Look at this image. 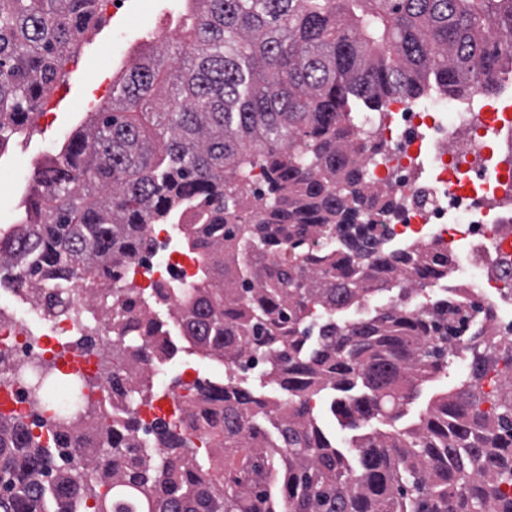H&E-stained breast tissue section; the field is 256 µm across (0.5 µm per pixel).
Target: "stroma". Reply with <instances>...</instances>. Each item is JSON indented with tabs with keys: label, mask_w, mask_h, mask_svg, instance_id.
<instances>
[{
	"label": "stroma",
	"mask_w": 512,
	"mask_h": 512,
	"mask_svg": "<svg viewBox=\"0 0 512 512\" xmlns=\"http://www.w3.org/2000/svg\"><path fill=\"white\" fill-rule=\"evenodd\" d=\"M102 30L90 32L81 47L66 56V77L30 118L22 133L0 146V230L17 223L18 207L33 168L44 161L62 134L77 132L88 113L112 98V85L120 67L132 65L140 55L139 42L149 34L161 35L175 45L182 39L175 0H125L113 10L105 0ZM176 355L164 365L165 375L154 382L152 400L171 406L181 390L185 371L200 378L211 375L212 365L184 337H176Z\"/></svg>",
	"instance_id": "obj_1"
}]
</instances>
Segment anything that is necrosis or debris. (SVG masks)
<instances>
[{"label": "necrosis or debris", "mask_w": 512, "mask_h": 512, "mask_svg": "<svg viewBox=\"0 0 512 512\" xmlns=\"http://www.w3.org/2000/svg\"><path fill=\"white\" fill-rule=\"evenodd\" d=\"M492 104L479 98L394 101L377 129L376 153H364L371 183L398 206L395 216L377 225L392 246L431 248L453 255L448 277L463 283L472 324L495 336L512 335V192L502 195L503 178L512 177V122L487 126L484 113ZM154 245L128 269L147 287H194L199 259L178 251L175 229L151 224ZM41 281L11 280L0 288V352L12 365L10 392L14 411L32 418L31 432L46 436L31 405L34 390L45 389L50 362L59 355L48 340L86 338L77 349L87 368H94L110 342L111 328L94 314L85 284L67 289L65 311L50 312L34 303Z\"/></svg>", "instance_id": "1"}]
</instances>
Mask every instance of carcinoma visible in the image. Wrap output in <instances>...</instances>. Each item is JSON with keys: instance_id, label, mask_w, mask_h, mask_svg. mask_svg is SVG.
<instances>
[{"instance_id": "carcinoma-1", "label": "carcinoma", "mask_w": 512, "mask_h": 512, "mask_svg": "<svg viewBox=\"0 0 512 512\" xmlns=\"http://www.w3.org/2000/svg\"><path fill=\"white\" fill-rule=\"evenodd\" d=\"M97 1L0 0V146L102 23ZM179 22L184 40L125 71L112 103L34 178L25 218L0 238V269L53 288L82 280L105 305L98 278L119 279L114 269L150 248L145 226L179 224L187 252L205 253L196 287L172 304L181 336L218 362L264 356V376L298 408L226 373L222 388L196 389L213 413L209 448L157 421L158 455L124 460L139 447L127 410L106 429L87 412L58 421L48 446L0 411V512H277L284 499L289 512H488L490 501L512 512V375L483 391L499 363L512 367V340L471 330L460 294L405 307L453 258L371 233L369 217L396 205L357 158L378 151L364 112L496 91L512 67V0H187ZM489 28L504 39L489 42ZM320 238L333 244L318 249ZM384 292L392 307L339 319ZM104 316L112 395L127 401L143 376L137 347L159 325L127 309ZM458 350L461 386L407 419ZM324 397L341 425L382 428L340 446L311 405ZM54 448L84 458L56 467Z\"/></svg>"}]
</instances>
